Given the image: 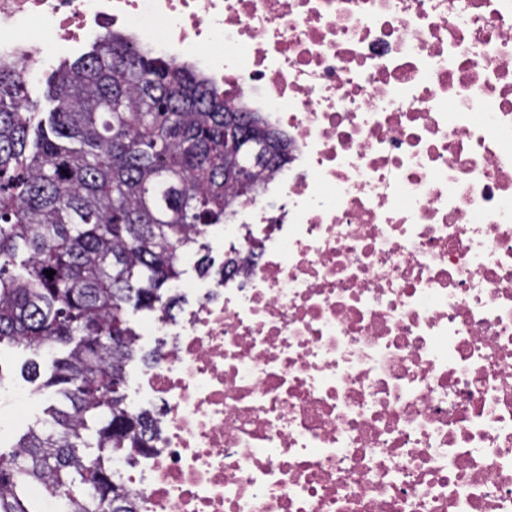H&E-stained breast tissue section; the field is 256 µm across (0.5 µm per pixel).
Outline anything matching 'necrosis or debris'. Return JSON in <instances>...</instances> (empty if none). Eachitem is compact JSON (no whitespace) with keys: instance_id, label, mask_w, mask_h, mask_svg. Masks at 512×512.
I'll list each match as a JSON object with an SVG mask.
<instances>
[{"instance_id":"obj_1","label":"necrosis or debris","mask_w":512,"mask_h":512,"mask_svg":"<svg viewBox=\"0 0 512 512\" xmlns=\"http://www.w3.org/2000/svg\"><path fill=\"white\" fill-rule=\"evenodd\" d=\"M120 30L288 140L146 327L143 512H512V0H0V63Z\"/></svg>"}]
</instances>
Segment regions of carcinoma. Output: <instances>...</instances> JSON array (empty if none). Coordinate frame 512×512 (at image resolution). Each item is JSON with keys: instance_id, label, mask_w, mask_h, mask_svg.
I'll return each mask as SVG.
<instances>
[{"instance_id": "carcinoma-1", "label": "carcinoma", "mask_w": 512, "mask_h": 512, "mask_svg": "<svg viewBox=\"0 0 512 512\" xmlns=\"http://www.w3.org/2000/svg\"><path fill=\"white\" fill-rule=\"evenodd\" d=\"M48 101L36 118L24 72L0 65V345L29 350L23 378L61 398L53 427L0 451V512H44L46 494L58 512H141L111 468L159 438L154 412L120 393L137 355L126 307L172 317L182 259L288 163V141L113 32L57 71ZM228 128L244 183L224 171ZM57 344L68 352L43 368Z\"/></svg>"}]
</instances>
